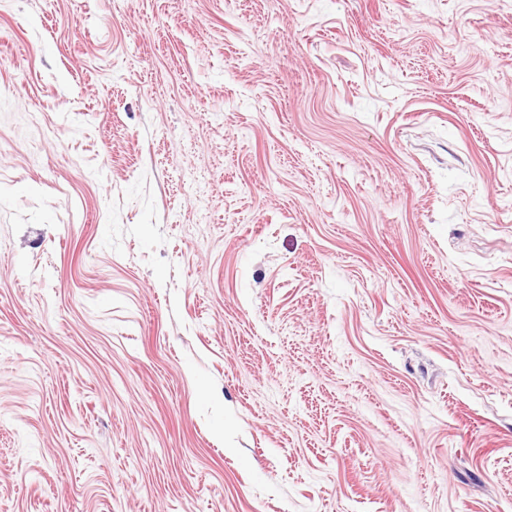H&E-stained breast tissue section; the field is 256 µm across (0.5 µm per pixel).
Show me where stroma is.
<instances>
[{
  "label": "stroma",
  "mask_w": 512,
  "mask_h": 512,
  "mask_svg": "<svg viewBox=\"0 0 512 512\" xmlns=\"http://www.w3.org/2000/svg\"><path fill=\"white\" fill-rule=\"evenodd\" d=\"M0 512H512V0H0Z\"/></svg>",
  "instance_id": "1"
}]
</instances>
